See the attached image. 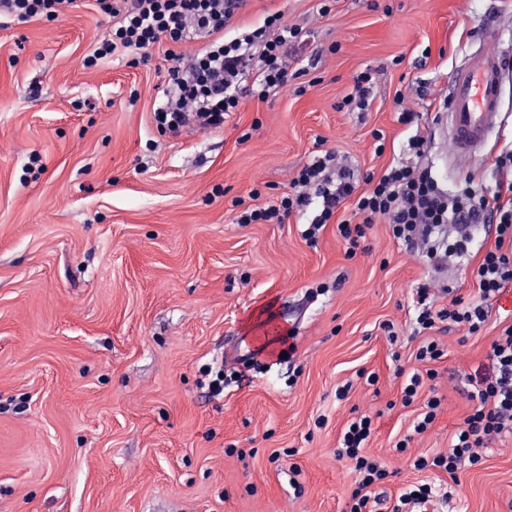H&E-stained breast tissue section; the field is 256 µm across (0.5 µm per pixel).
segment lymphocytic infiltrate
<instances>
[{
    "mask_svg": "<svg viewBox=\"0 0 512 512\" xmlns=\"http://www.w3.org/2000/svg\"><path fill=\"white\" fill-rule=\"evenodd\" d=\"M97 2L116 23L82 58L83 68L95 67L120 50L144 56L162 43L175 46L163 100L155 110L161 129L223 127L226 115L239 106L240 88L264 99L292 78L288 47L297 41L299 31L280 13L267 15L259 27H240L233 35L231 22L244 0ZM197 38L204 39V46L189 56L180 53V46ZM333 160L330 153L315 157L292 179L288 192L265 205L245 208L238 223H280L292 214L306 213L310 216L306 235L312 238L333 220L348 245L347 256L352 257L367 228L382 220L394 240L410 247L423 245L430 263L467 255L472 243L469 225H494L495 243L472 270L477 300L455 298L439 306L428 284H420L416 291L417 332L445 322L463 329L466 335H478L486 326L489 304L512 286V182L487 193L471 175L450 191L439 185L431 168L398 163L361 192L353 173L334 168ZM345 206L351 211L350 218L336 220V213ZM446 224L456 225L454 239L441 236ZM469 381L474 407L455 431L447 453L414 457L410 462L414 470L439 469L456 475L478 464L482 449L495 436L512 433V324L502 328L491 344L486 364L478 367ZM372 433V416H356L345 427L336 450L338 458L351 461L355 475L347 512H377L380 503L371 489L387 478L388 471L365 452Z\"/></svg>",
    "mask_w": 512,
    "mask_h": 512,
    "instance_id": "f902f5d3",
    "label": "lymphocytic infiltrate"
}]
</instances>
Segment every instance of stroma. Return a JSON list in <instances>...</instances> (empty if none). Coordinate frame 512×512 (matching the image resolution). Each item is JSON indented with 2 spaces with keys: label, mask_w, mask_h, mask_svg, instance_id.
Instances as JSON below:
<instances>
[{
  "label": "stroma",
  "mask_w": 512,
  "mask_h": 512,
  "mask_svg": "<svg viewBox=\"0 0 512 512\" xmlns=\"http://www.w3.org/2000/svg\"><path fill=\"white\" fill-rule=\"evenodd\" d=\"M322 3L247 0L238 24L279 11L300 29L288 50L298 78L243 96L222 128L180 132L154 120L165 46L82 68L112 25L95 0L52 21L0 14V512H345L353 473L336 448L361 413L375 421L366 452L390 472L382 499L425 481L449 512H512V434L454 479L410 466L447 453L505 317L490 307L478 336L437 324L444 355L426 364L411 296L430 279L440 304L475 299L474 256L425 266L380 222L350 258L336 224L309 241L298 216L240 224L233 205L287 192L326 151L380 175L412 161L416 134L442 186L473 173L494 187L512 89L503 128L468 169L445 151L437 104L455 63L512 32V0H335L326 15ZM364 71L369 110H340ZM403 106L417 125L400 122ZM289 306L301 319L283 356L276 319ZM251 341L258 361L233 359ZM206 365L223 369V393ZM429 368L442 405L417 434L402 373Z\"/></svg>",
  "instance_id": "obj_1"
}]
</instances>
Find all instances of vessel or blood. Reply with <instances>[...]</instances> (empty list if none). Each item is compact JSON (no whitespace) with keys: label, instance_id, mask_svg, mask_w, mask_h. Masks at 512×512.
<instances>
[{"label":"vessel or blood","instance_id":"b4317fda","mask_svg":"<svg viewBox=\"0 0 512 512\" xmlns=\"http://www.w3.org/2000/svg\"><path fill=\"white\" fill-rule=\"evenodd\" d=\"M498 44L481 48L475 61L455 67L448 79L447 105L438 115L448 132V145L464 166L481 160L484 150L503 125L502 94L512 82Z\"/></svg>","mask_w":512,"mask_h":512}]
</instances>
